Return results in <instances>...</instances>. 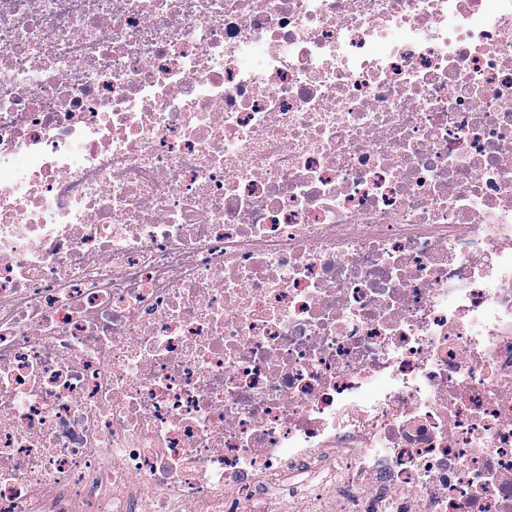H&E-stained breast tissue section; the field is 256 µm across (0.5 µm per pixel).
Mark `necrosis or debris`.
Returning a JSON list of instances; mask_svg holds the SVG:
<instances>
[{
  "instance_id": "necrosis-or-debris-1",
  "label": "necrosis or debris",
  "mask_w": 512,
  "mask_h": 512,
  "mask_svg": "<svg viewBox=\"0 0 512 512\" xmlns=\"http://www.w3.org/2000/svg\"><path fill=\"white\" fill-rule=\"evenodd\" d=\"M512 512V0H0V512Z\"/></svg>"
}]
</instances>
